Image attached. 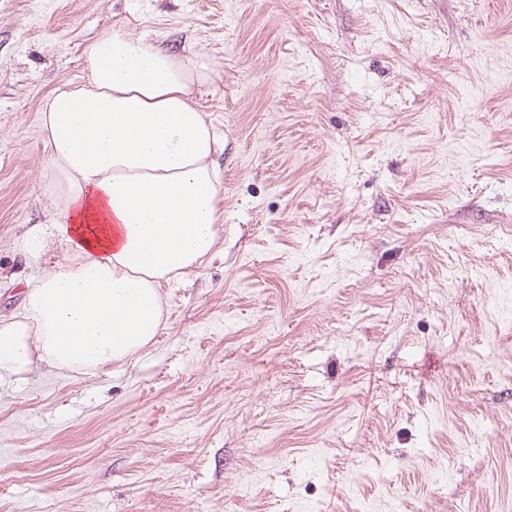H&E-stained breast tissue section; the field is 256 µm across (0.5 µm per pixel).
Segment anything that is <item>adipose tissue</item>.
<instances>
[{
	"instance_id": "ef3b65f1",
	"label": "adipose tissue",
	"mask_w": 512,
	"mask_h": 512,
	"mask_svg": "<svg viewBox=\"0 0 512 512\" xmlns=\"http://www.w3.org/2000/svg\"><path fill=\"white\" fill-rule=\"evenodd\" d=\"M84 56L85 79L41 111L54 213L17 242L42 272L0 317V379L134 357L164 327L161 283L202 265L218 238L224 138L194 98L208 81L199 54L113 27ZM54 245L63 259L51 264Z\"/></svg>"
}]
</instances>
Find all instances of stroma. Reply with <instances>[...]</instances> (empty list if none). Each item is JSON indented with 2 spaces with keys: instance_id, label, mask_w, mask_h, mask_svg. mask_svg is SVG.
Instances as JSON below:
<instances>
[{
  "instance_id": "obj_1",
  "label": "stroma",
  "mask_w": 512,
  "mask_h": 512,
  "mask_svg": "<svg viewBox=\"0 0 512 512\" xmlns=\"http://www.w3.org/2000/svg\"><path fill=\"white\" fill-rule=\"evenodd\" d=\"M116 24L210 63L224 222L155 343L0 384V512H512V0H0L1 315Z\"/></svg>"
}]
</instances>
